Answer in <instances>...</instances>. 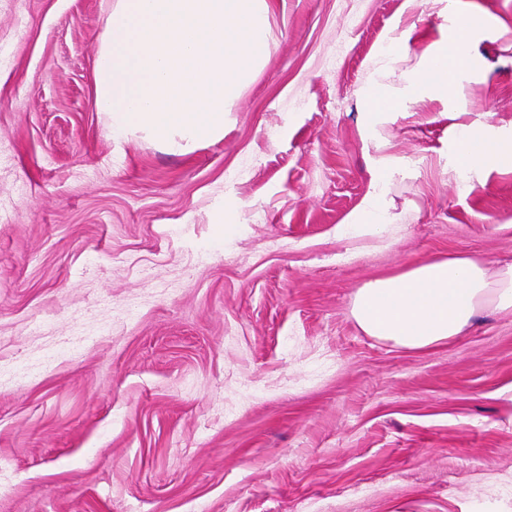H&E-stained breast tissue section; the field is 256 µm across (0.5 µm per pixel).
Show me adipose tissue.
Listing matches in <instances>:
<instances>
[{
	"label": "adipose tissue",
	"mask_w": 512,
	"mask_h": 512,
	"mask_svg": "<svg viewBox=\"0 0 512 512\" xmlns=\"http://www.w3.org/2000/svg\"><path fill=\"white\" fill-rule=\"evenodd\" d=\"M471 59L468 28H461L426 60L416 80L436 90ZM455 151L466 167H512V139L494 138L464 126ZM512 311V264L490 268L478 257L452 253L434 257L366 283L354 298L352 314L370 336L421 349L461 336L482 309Z\"/></svg>",
	"instance_id": "ef3b65f1"
}]
</instances>
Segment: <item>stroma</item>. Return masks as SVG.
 <instances>
[{
	"label": "stroma",
	"instance_id": "35a3bbf8",
	"mask_svg": "<svg viewBox=\"0 0 512 512\" xmlns=\"http://www.w3.org/2000/svg\"><path fill=\"white\" fill-rule=\"evenodd\" d=\"M107 7L0 0V512H512V313L422 350L352 316L424 259L512 260V168L454 155L512 136V0H272L187 154L96 109ZM464 25L473 67L410 85ZM455 151L466 167L498 165L512 167V139L494 138L462 126L456 137ZM357 223H364L373 229H381L388 223L385 212L378 205L375 197H370L362 208Z\"/></svg>",
	"mask_w": 512,
	"mask_h": 512
}]
</instances>
